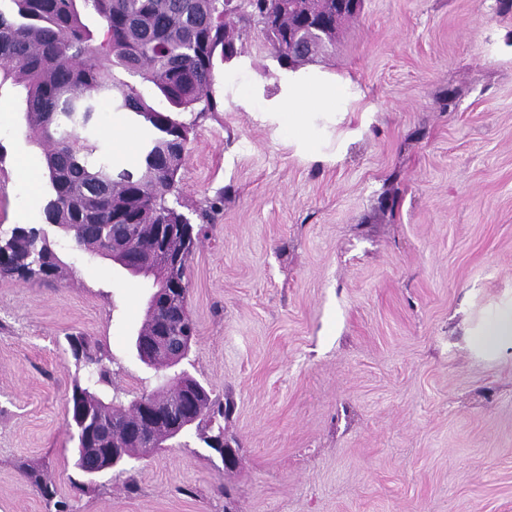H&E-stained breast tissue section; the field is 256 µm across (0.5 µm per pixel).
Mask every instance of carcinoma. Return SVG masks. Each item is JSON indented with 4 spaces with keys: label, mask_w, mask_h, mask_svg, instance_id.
Masks as SVG:
<instances>
[{
    "label": "carcinoma",
    "mask_w": 512,
    "mask_h": 512,
    "mask_svg": "<svg viewBox=\"0 0 512 512\" xmlns=\"http://www.w3.org/2000/svg\"><path fill=\"white\" fill-rule=\"evenodd\" d=\"M351 0H255L265 6L267 23L260 25L237 10L236 0H0V77L21 87L26 137L44 150L46 190L42 213L70 236L73 248L84 254L117 249L140 264L155 268L164 278L169 268L160 254L179 261L178 284L189 294L187 271L199 242L190 218L168 204L183 166L190 124L185 112H213L215 71L238 57L243 32L256 28L267 40L272 57L286 71L314 62L336 42L346 22L358 16ZM97 18L90 29L82 16ZM320 31L314 47L306 45ZM138 76L156 103L142 89L118 77L115 71ZM112 93L117 109L144 124L148 140L140 157L142 178L114 182L112 161L90 134V123L102 92ZM0 278L42 283L60 279L54 263L56 249L37 224L16 225L0 232ZM191 320H173L163 306L158 317L140 330L146 363L163 367L180 354L176 337L167 344L154 341L155 327L177 326ZM68 342L85 380H74L67 411L75 441L74 465L85 462L110 470L112 449L128 457L142 454L134 434L144 429L158 438L167 436L170 406L196 420L200 439L214 452L224 447L221 420L232 406L188 372H181L166 393H148L125 403H106L92 388L110 380L102 359L87 352L83 336ZM148 397L160 416L146 424L136 409ZM100 448L101 454L83 459L82 449ZM54 512H71L56 499V490L44 473L25 469Z\"/></svg>",
    "instance_id": "carcinoma-1"
}]
</instances>
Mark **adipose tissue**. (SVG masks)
<instances>
[{"mask_svg":"<svg viewBox=\"0 0 512 512\" xmlns=\"http://www.w3.org/2000/svg\"><path fill=\"white\" fill-rule=\"evenodd\" d=\"M354 95L350 80L289 77L288 93L276 107L245 95L248 108L255 112L273 110L274 119L289 143L310 155L323 157L328 125L343 122ZM482 351L494 356L512 347V302L501 307L488 321L474 329Z\"/></svg>","mask_w":512,"mask_h":512,"instance_id":"ef3b65f1","label":"adipose tissue"}]
</instances>
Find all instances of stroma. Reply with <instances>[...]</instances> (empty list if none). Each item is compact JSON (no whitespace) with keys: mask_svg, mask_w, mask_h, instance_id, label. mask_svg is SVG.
<instances>
[{"mask_svg":"<svg viewBox=\"0 0 512 512\" xmlns=\"http://www.w3.org/2000/svg\"><path fill=\"white\" fill-rule=\"evenodd\" d=\"M219 67L217 109L184 113L169 205L202 224L190 263L188 372L230 399L234 468L186 447L142 459L134 488L74 467L68 335L110 361L104 400L160 385L134 337L145 280L55 234L71 278L0 280V512H512V353L468 329L512 300V12L498 0H363L313 69L361 92L345 155L298 153L247 110L281 92L259 32ZM44 169L0 86V226L38 224ZM25 475L29 482L36 487L41 495L46 499L47 503L50 504L53 502L54 512H71V506L63 500H56V490L54 486L49 483L44 473L38 470L36 467H28L25 469Z\"/></svg>","mask_w":512,"mask_h":512,"instance_id":"obj_1","label":"stroma"}]
</instances>
